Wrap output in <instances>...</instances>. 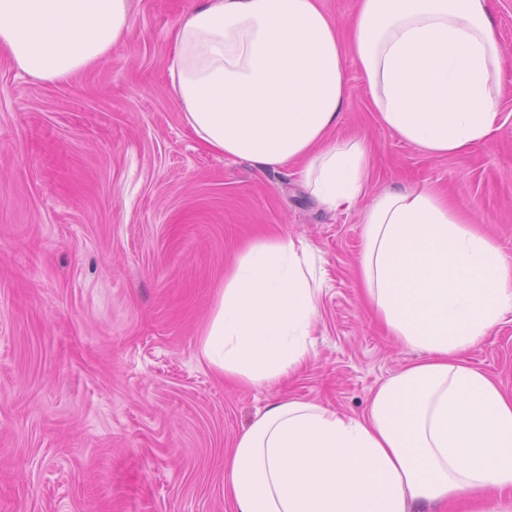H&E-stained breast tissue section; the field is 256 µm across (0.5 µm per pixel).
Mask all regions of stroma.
I'll use <instances>...</instances> for the list:
<instances>
[{"instance_id": "obj_1", "label": "stroma", "mask_w": 512, "mask_h": 512, "mask_svg": "<svg viewBox=\"0 0 512 512\" xmlns=\"http://www.w3.org/2000/svg\"><path fill=\"white\" fill-rule=\"evenodd\" d=\"M190 2L131 0L125 43L61 83L0 54V512H232L224 455L269 404L359 415L419 357L361 299L357 209L185 127L168 60ZM494 19L507 62L488 143L449 158L406 144L351 62L333 138L366 142L370 193L446 191L512 257V0ZM262 232L311 245L323 274L315 355L276 390L224 382L198 354L225 265ZM467 358L512 390V313Z\"/></svg>"}]
</instances>
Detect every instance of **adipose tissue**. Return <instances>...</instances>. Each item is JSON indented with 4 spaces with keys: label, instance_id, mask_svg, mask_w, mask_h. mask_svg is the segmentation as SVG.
I'll return each instance as SVG.
<instances>
[{
    "label": "adipose tissue",
    "instance_id": "obj_1",
    "mask_svg": "<svg viewBox=\"0 0 512 512\" xmlns=\"http://www.w3.org/2000/svg\"><path fill=\"white\" fill-rule=\"evenodd\" d=\"M130 0H0V52L65 81L121 46ZM168 72L207 150L263 169L303 165L334 211L371 176L363 141L330 140L353 59L379 123L432 157L497 132L505 52L492 0H357L341 36L320 0H194L174 26ZM364 298L423 357L388 377L358 416L275 401L224 460L233 512H512V391L465 358L512 312V259L427 186L362 211ZM323 295L313 249L265 236L224 275L199 355L214 373L274 387L314 355Z\"/></svg>",
    "mask_w": 512,
    "mask_h": 512
}]
</instances>
